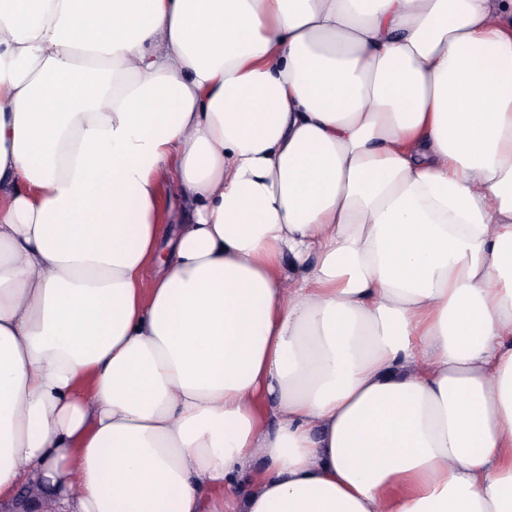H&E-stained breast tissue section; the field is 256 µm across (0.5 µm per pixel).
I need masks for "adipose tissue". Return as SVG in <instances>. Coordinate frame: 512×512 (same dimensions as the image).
Segmentation results:
<instances>
[{
    "mask_svg": "<svg viewBox=\"0 0 512 512\" xmlns=\"http://www.w3.org/2000/svg\"><path fill=\"white\" fill-rule=\"evenodd\" d=\"M512 512V0H0V503Z\"/></svg>",
    "mask_w": 512,
    "mask_h": 512,
    "instance_id": "obj_1",
    "label": "adipose tissue"
}]
</instances>
